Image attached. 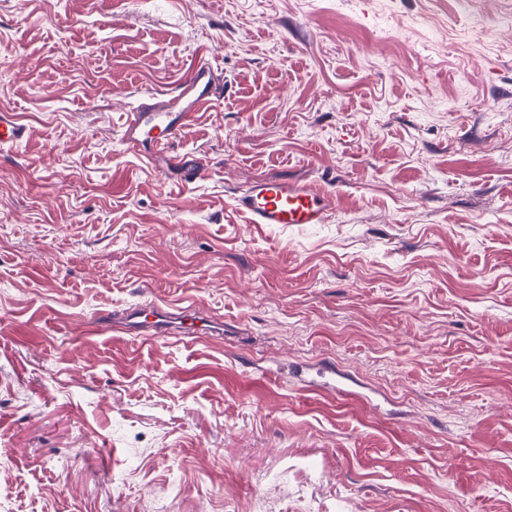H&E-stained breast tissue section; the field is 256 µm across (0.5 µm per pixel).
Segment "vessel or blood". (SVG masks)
Instances as JSON below:
<instances>
[{"instance_id": "obj_1", "label": "vessel or blood", "mask_w": 512, "mask_h": 512, "mask_svg": "<svg viewBox=\"0 0 512 512\" xmlns=\"http://www.w3.org/2000/svg\"><path fill=\"white\" fill-rule=\"evenodd\" d=\"M223 95L221 72L206 56H199L173 91L151 95L129 112L123 129L125 146L148 158H168L191 177H200V167L190 164L187 157L170 154L169 149L199 113ZM27 136L28 128L16 113L1 109L0 148L15 146ZM234 205L252 224H325L336 209V198L308 182L276 177L255 180L239 190ZM121 324L147 336H181L189 329L206 327L207 319L180 306L159 309L145 302L127 309Z\"/></svg>"}]
</instances>
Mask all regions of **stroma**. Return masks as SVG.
Masks as SVG:
<instances>
[{"mask_svg":"<svg viewBox=\"0 0 512 512\" xmlns=\"http://www.w3.org/2000/svg\"><path fill=\"white\" fill-rule=\"evenodd\" d=\"M202 52L193 180L122 129ZM0 109L6 512H512V0H0ZM28 128L15 112L0 110V148L13 147L28 136ZM234 205L251 224H326L336 197L302 180L262 178L239 190ZM156 307L157 305L151 302L135 305L123 312L122 321L119 323L127 330L140 332L145 336H181L188 334L191 326L201 330L211 326L204 315L190 313L183 307ZM141 318L144 320L140 321Z\"/></svg>","mask_w":512,"mask_h":512,"instance_id":"35a3bbf8","label":"stroma"}]
</instances>
